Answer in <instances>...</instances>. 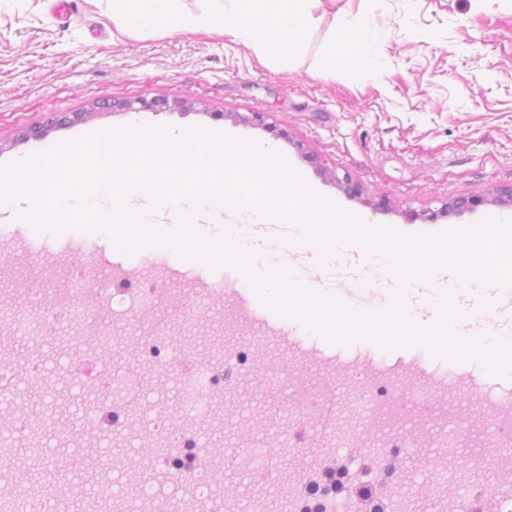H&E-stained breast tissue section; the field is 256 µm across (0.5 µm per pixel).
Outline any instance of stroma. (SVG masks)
<instances>
[{
  "label": "stroma",
  "instance_id": "35a3bbf8",
  "mask_svg": "<svg viewBox=\"0 0 512 512\" xmlns=\"http://www.w3.org/2000/svg\"><path fill=\"white\" fill-rule=\"evenodd\" d=\"M0 0V167L35 153L42 143H61L87 130L132 125L219 130L241 140L273 145L316 194L336 201L374 228L405 236L423 229H463L512 209L493 203L456 216L423 218L442 200L481 194L512 183V0H322L301 51L289 66L263 62L246 45L219 34H177L141 28L118 30L111 0ZM368 15L380 37L365 70L350 80L326 57L335 24L346 15ZM181 96L194 101L189 112H125L113 101ZM85 113L69 125H49L43 139L23 138L28 126L55 113ZM234 112H262L266 128L238 124ZM284 129L289 139L276 137ZM318 154L323 170L305 162L301 149ZM349 174L363 188L352 199L327 177ZM384 196L387 211L370 199ZM233 230L252 245L253 265L277 263L296 281L349 310L379 313L392 303L397 283L377 256L344 245L328 257L290 251L284 241L292 224L253 229L238 211L205 225L209 234ZM0 295L39 314L49 288L80 285L91 300L84 315L57 322L37 338L0 324V365L18 380L40 361L38 384L0 398V445L13 458L0 467V497L13 512H26L15 492L34 487L44 512H254L262 498L269 512L286 504L304 480L333 464L357 470L363 457L394 460L398 478L394 512H458L477 480L512 475V448L481 468L470 466L493 436L497 406L512 400V374L491 373L477 359L437 356L422 343L386 349L357 338L332 342L302 320H287L289 337L259 329L240 314L228 293L224 266L184 260L180 273L159 263L163 246L129 255L126 268L148 288L130 309L115 310L97 295L113 278L110 265L91 264L89 253L112 256L117 248L103 231L60 233L35 230L13 220L0 222ZM453 274L408 285L404 299L415 323L435 319L439 291ZM204 296L197 317L184 305ZM462 310L455 325L464 338L512 332V303L494 285L471 282L453 290ZM169 336L178 367L167 371L147 363L141 349L158 334ZM111 336L108 350L99 339ZM246 347L255 362L235 373L224 394L205 395L198 420L186 414L182 364L221 369L229 352ZM105 354L111 378L134 377L144 385L148 411L165 414L173 429L194 428L208 455L222 458L224 475L210 501L191 487L174 486L150 468L154 452L145 420L123 432L100 428L94 407L97 354ZM394 385L391 405L373 411L369 395L381 380ZM456 392L450 413L437 401ZM336 402L335 424L309 428L300 438L289 426L301 404L319 397ZM44 416L52 423L41 439L43 452L31 461L22 443L2 431L14 418ZM248 448L269 451L276 475L257 482L240 456ZM77 455L112 473V490L82 484L64 464Z\"/></svg>",
  "mask_w": 512,
  "mask_h": 512
}]
</instances>
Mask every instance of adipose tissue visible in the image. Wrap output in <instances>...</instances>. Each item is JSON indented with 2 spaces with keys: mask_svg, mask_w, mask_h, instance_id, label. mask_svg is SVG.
<instances>
[{
  "mask_svg": "<svg viewBox=\"0 0 512 512\" xmlns=\"http://www.w3.org/2000/svg\"><path fill=\"white\" fill-rule=\"evenodd\" d=\"M221 11L207 18L181 13L177 0H112V18L125 29L153 27L171 33L214 30L252 48L264 61L289 64L299 52L320 0H221ZM378 32L363 15L334 27L328 59L350 79L364 68L363 49Z\"/></svg>",
  "mask_w": 512,
  "mask_h": 512,
  "instance_id": "obj_1",
  "label": "adipose tissue"
}]
</instances>
